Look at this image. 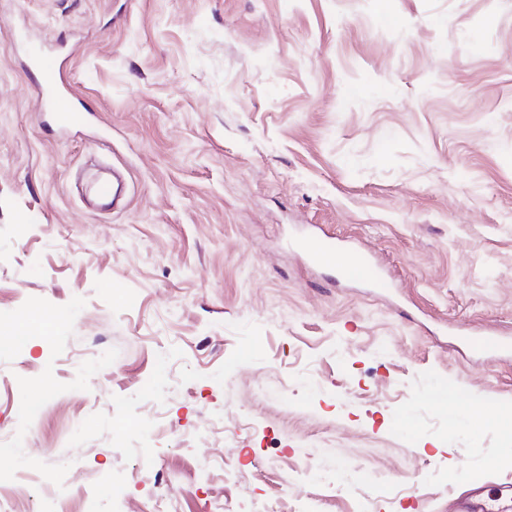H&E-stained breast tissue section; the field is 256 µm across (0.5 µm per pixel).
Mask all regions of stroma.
Returning a JSON list of instances; mask_svg holds the SVG:
<instances>
[{"label": "stroma", "mask_w": 512, "mask_h": 512, "mask_svg": "<svg viewBox=\"0 0 512 512\" xmlns=\"http://www.w3.org/2000/svg\"><path fill=\"white\" fill-rule=\"evenodd\" d=\"M37 50L84 127L43 110ZM91 164L124 174L112 210ZM19 307L0 512H462L512 486V353L481 347L512 340V0H0ZM445 387L483 427L449 426ZM355 254L356 256H353L355 267L344 270L343 274L348 279L363 281L366 284L371 285L373 288H384L385 284L380 277L379 272L367 256L363 253Z\"/></svg>", "instance_id": "1"}]
</instances>
